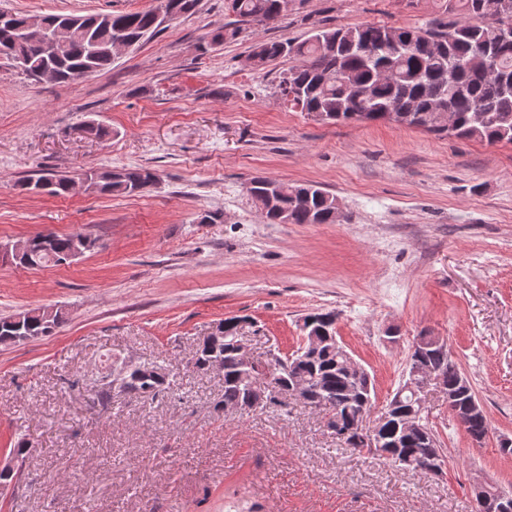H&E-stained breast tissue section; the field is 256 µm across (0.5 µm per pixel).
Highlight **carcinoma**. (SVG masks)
Wrapping results in <instances>:
<instances>
[{
	"label": "carcinoma",
	"instance_id": "cac0c4a2",
	"mask_svg": "<svg viewBox=\"0 0 512 512\" xmlns=\"http://www.w3.org/2000/svg\"><path fill=\"white\" fill-rule=\"evenodd\" d=\"M200 0H161L160 8L178 15L196 11ZM225 8L241 23L274 19L279 0H224ZM442 19L428 28L361 24L353 27H321L303 41H259L249 58L262 70L277 59L292 57L299 64L281 72L278 89L291 107L312 117L347 124L362 115L369 122L386 119L388 112H403L406 126L444 137L473 139L488 144L512 143V0H439ZM9 26L0 25V57L27 52L18 40L27 15L8 14ZM110 23H96L97 15L52 14L43 17L49 28L66 26L71 38L49 56L34 59L30 69L50 66L56 80H74L112 66L111 43L116 35L136 46L162 30L158 10L110 14ZM451 107L453 130L433 127L439 102ZM154 173L144 167L115 168L102 173L99 192L133 195L145 189ZM69 177L46 173L24 187L51 196L68 194ZM247 192L263 211L268 223H276L277 210L288 209L293 224L336 223V197L316 184L269 183L257 177ZM73 235L32 237L31 248L21 260L26 267L58 265L57 257L70 250ZM63 313L43 307L0 318V344L12 345L51 333ZM231 336L205 347L194 362L198 369L209 361L221 362L224 395L221 405L234 407L243 398L246 383L236 357L225 351ZM448 390L455 393L450 414L461 419L460 427L474 441H483L490 424L478 397L452 354L434 352L429 357ZM274 380L294 376L332 399L333 416L351 424L365 402L375 403L374 387L365 379H351L339 352L323 348L311 362L289 363L273 356ZM132 392L156 396L171 389L164 368L153 367L146 375L132 371L121 377ZM396 426L388 429L382 448H364L355 437L342 440L359 454L385 459L405 472L431 476L426 464L443 453L439 442L428 447L414 433L394 447Z\"/></svg>",
	"mask_w": 512,
	"mask_h": 512
}]
</instances>
